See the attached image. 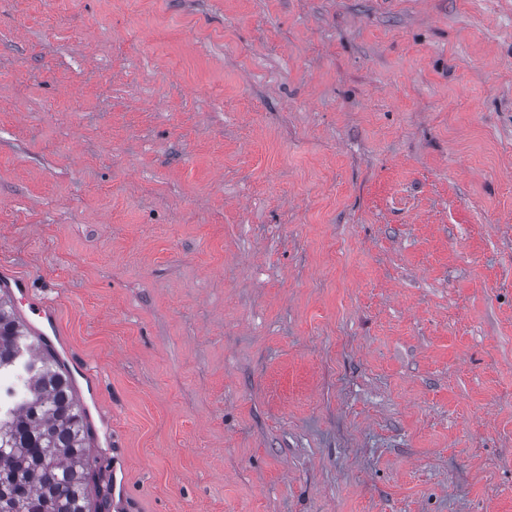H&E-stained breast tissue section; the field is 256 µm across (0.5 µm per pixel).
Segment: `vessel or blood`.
Here are the masks:
<instances>
[{
	"instance_id": "vessel-or-blood-1",
	"label": "vessel or blood",
	"mask_w": 512,
	"mask_h": 512,
	"mask_svg": "<svg viewBox=\"0 0 512 512\" xmlns=\"http://www.w3.org/2000/svg\"><path fill=\"white\" fill-rule=\"evenodd\" d=\"M24 320L32 334L46 344L49 351L55 352L62 371L68 376L73 387L88 396L90 401L98 399V381L86 364L76 362L69 354L59 353L58 344L62 341L60 313L55 302H29ZM92 444L99 457H106L112 450V431L105 416H98L97 423L92 426Z\"/></svg>"
}]
</instances>
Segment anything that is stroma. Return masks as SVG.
<instances>
[{"mask_svg": "<svg viewBox=\"0 0 512 512\" xmlns=\"http://www.w3.org/2000/svg\"><path fill=\"white\" fill-rule=\"evenodd\" d=\"M0 263L130 512H512V0H0Z\"/></svg>", "mask_w": 512, "mask_h": 512, "instance_id": "1", "label": "stroma"}]
</instances>
